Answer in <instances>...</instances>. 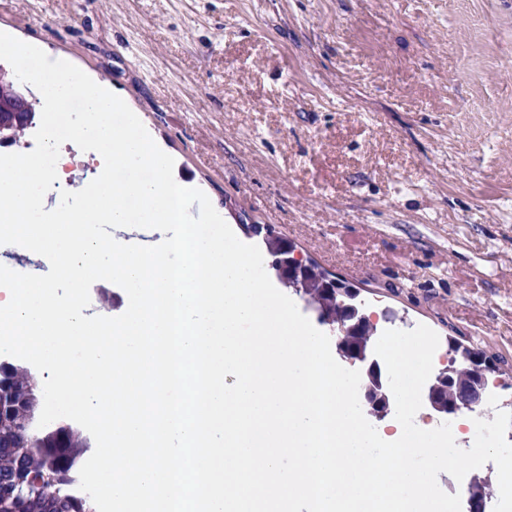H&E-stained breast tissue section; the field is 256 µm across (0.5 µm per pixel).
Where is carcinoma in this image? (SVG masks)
<instances>
[{"instance_id": "obj_1", "label": "carcinoma", "mask_w": 512, "mask_h": 512, "mask_svg": "<svg viewBox=\"0 0 512 512\" xmlns=\"http://www.w3.org/2000/svg\"><path fill=\"white\" fill-rule=\"evenodd\" d=\"M264 244L274 267L283 256L285 241L268 229ZM296 293L317 313L319 323L345 331V349L373 348L377 327L356 302L357 294L335 285L317 264L307 263L305 285ZM451 350L454 358L439 372V399L448 414L466 393L487 387L488 375L495 371L485 352L474 345L455 343ZM30 401L29 377L0 361V512H85L83 502L69 495L65 486L75 459L69 449L89 444L64 429L34 428L28 415H19L29 409Z\"/></svg>"}]
</instances>
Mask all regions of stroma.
Returning a JSON list of instances; mask_svg holds the SVG:
<instances>
[{
  "label": "stroma",
  "instance_id": "obj_1",
  "mask_svg": "<svg viewBox=\"0 0 512 512\" xmlns=\"http://www.w3.org/2000/svg\"><path fill=\"white\" fill-rule=\"evenodd\" d=\"M132 105L241 241L272 228L378 331L481 347L512 412V0H0Z\"/></svg>",
  "mask_w": 512,
  "mask_h": 512
}]
</instances>
